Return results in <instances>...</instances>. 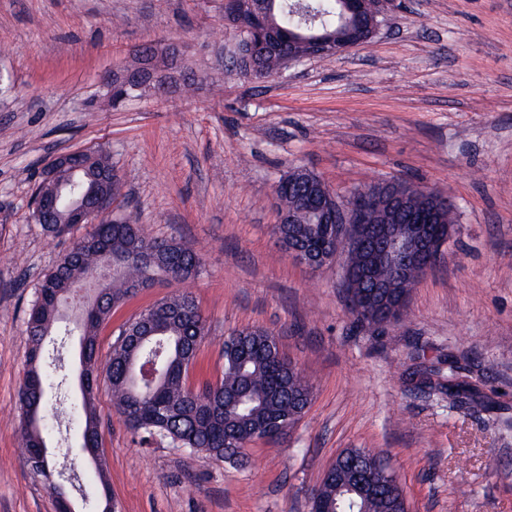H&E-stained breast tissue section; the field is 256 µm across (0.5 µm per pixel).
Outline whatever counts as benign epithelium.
Instances as JSON below:
<instances>
[{"label":"benign epithelium","mask_w":512,"mask_h":512,"mask_svg":"<svg viewBox=\"0 0 512 512\" xmlns=\"http://www.w3.org/2000/svg\"><path fill=\"white\" fill-rule=\"evenodd\" d=\"M380 2L342 0L345 12L350 15H374L373 36L382 26L378 21L382 16ZM224 16L236 19V26L243 34V49L252 47L258 35L277 39V34L266 25L262 0H224ZM298 46L299 49L289 52L283 59V65L334 52L333 36L329 33L301 35ZM105 84L110 97L121 99L146 87L161 93L169 90L168 84L158 76L156 59L150 52L141 58L138 72L114 71ZM93 159L91 149L71 150L55 156L46 165L43 175V181L51 185V189L35 190L34 211L38 214L58 212L60 196L76 182L90 177ZM411 196L409 187L388 183L364 195L356 205L348 206L341 203L333 190L326 188L322 194L311 198L310 207L320 215L321 223L330 225V247L326 250L300 249L289 245L280 233L277 239L290 256L315 270L329 264L340 250L349 251L353 262L346 267L345 283L355 281L362 287L367 285L375 289L382 294L386 304L412 275L431 270L440 261L445 246V242L418 231L413 221L397 219ZM111 205L112 198L101 188L77 194L69 199V205L62 213L63 223L90 228L99 223Z\"/></svg>","instance_id":"1"}]
</instances>
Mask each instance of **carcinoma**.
<instances>
[{
    "label": "carcinoma",
    "mask_w": 512,
    "mask_h": 512,
    "mask_svg": "<svg viewBox=\"0 0 512 512\" xmlns=\"http://www.w3.org/2000/svg\"><path fill=\"white\" fill-rule=\"evenodd\" d=\"M269 22L293 35L307 34L306 17L315 27L341 37L357 20L345 15L339 0H267ZM255 63L259 79L278 73L280 56L260 55ZM248 75L244 58H224V75ZM288 181L301 187L319 177L294 168ZM288 208L300 211L296 230L304 238L322 236L319 224L301 212L296 195L283 198ZM176 250L184 259L181 268L146 264L147 252ZM202 259L191 247L176 240H159L140 224H97L48 271L39 285L26 321L29 340L26 371L19 389V433L25 457L50 436L47 383L50 373L42 362L44 344L60 328L62 314L71 312L72 324L89 350L88 387L81 400L82 422L76 431L79 443H101L95 407L100 383L112 393L115 411L142 446L166 441L175 448L200 454L212 462H244L243 450L256 442L276 443L265 428L272 418L296 424L304 415L312 386L280 354L274 335L263 329L234 331L224 338V367L220 378L195 388L190 369L197 361L206 335V319L195 298L181 292L154 304L156 321L139 316L126 322L127 336L116 339L106 362L98 357V332L112 309L122 304L134 281L186 280L200 268ZM441 386L448 393L466 396L470 383L448 371ZM364 469L380 475V488L372 496L357 491V473ZM33 475L41 478L54 497L61 495L53 479L51 459L41 462ZM338 512H405L406 501L396 474L368 448H347L322 478L312 509Z\"/></svg>",
    "instance_id": "cac0c4a2"
}]
</instances>
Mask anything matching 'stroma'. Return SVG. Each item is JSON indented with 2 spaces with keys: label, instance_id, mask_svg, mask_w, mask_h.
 <instances>
[{
  "label": "stroma",
  "instance_id": "stroma-1",
  "mask_svg": "<svg viewBox=\"0 0 512 512\" xmlns=\"http://www.w3.org/2000/svg\"><path fill=\"white\" fill-rule=\"evenodd\" d=\"M382 9L371 42L257 82L224 77L221 49L240 40L224 0H0V512H55L22 463L18 393L30 305L72 239L36 224L32 196L49 158L81 148L112 157L113 214L203 260L194 279L113 310L100 360L130 317L183 288L209 326L191 384L220 377L230 332L263 328L313 386L305 416L242 466L140 447L100 390L104 485L70 453L80 414L59 386L52 461L74 466L84 493L107 490L115 512H309L336 456L369 448L410 512H512V0ZM159 40L180 44L191 89L109 101L104 77ZM296 167L341 196L406 179L453 199L456 231L404 321L351 316L343 258L312 270L283 252L274 189ZM451 355L492 409L410 382L415 364Z\"/></svg>",
  "mask_w": 512,
  "mask_h": 512
}]
</instances>
